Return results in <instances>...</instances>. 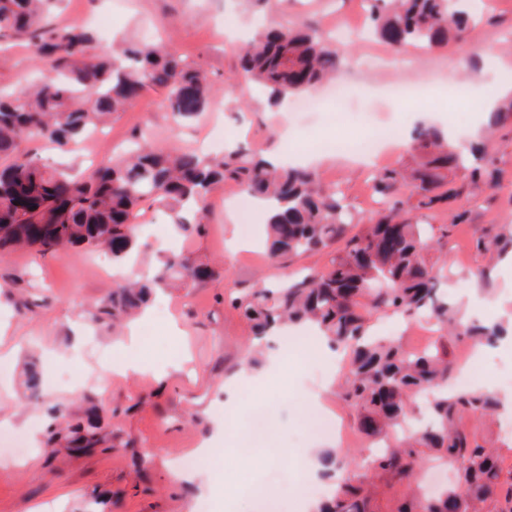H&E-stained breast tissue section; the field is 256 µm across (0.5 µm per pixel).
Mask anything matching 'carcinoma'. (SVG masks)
Returning a JSON list of instances; mask_svg holds the SVG:
<instances>
[{
  "mask_svg": "<svg viewBox=\"0 0 512 512\" xmlns=\"http://www.w3.org/2000/svg\"><path fill=\"white\" fill-rule=\"evenodd\" d=\"M370 30L397 54L429 51L460 41L468 15L451 0H364ZM59 0H0V35L22 36L53 77L0 94V251L34 248L42 254L96 248L112 264L136 262L140 204L148 201L169 216L175 232L199 235L208 223L210 196L232 185L262 203L266 252L285 265L304 253L327 252L318 269L229 297V305L263 338L287 323H311L332 345L351 351L341 396L354 407L358 431L390 440L383 452L365 457L332 448L321 458L324 475L341 476L321 512H380L377 483L408 487L428 455L444 459L459 475L456 485L435 496H414L390 512H512V465L498 448L486 447L460 426L493 416L496 397L448 391L453 373L444 343L408 352L372 334V320L388 314L439 320L448 333L492 344L509 332L503 322L480 324L442 295L443 266L437 252L453 227L495 186L486 144L454 146L439 126L423 121L411 134L413 164L385 168L370 188L386 206L380 218L357 217L334 187L304 168L274 165L240 145L224 154L174 151L144 132L120 158H104L77 177L43 164L20 150L32 139L61 150L82 141L131 106L147 87L166 90L164 105L176 122L197 118L207 107L210 83L201 65L165 43L124 40L113 54L97 51L80 26L52 22ZM245 77L257 82L270 104L310 93L344 69L345 49L319 26L258 30L238 48ZM512 120V100L489 113L486 131ZM468 182L461 194L450 187ZM448 201V223L413 224L406 209H430ZM486 255L512 252V224L496 225L490 240H478ZM210 275L191 253L162 255L147 274L115 282L107 299L89 312L92 322L117 324L149 306L163 288H193ZM428 393L430 424L407 432L416 398ZM55 412L48 442L71 451L112 447L120 435L102 433L93 415L62 426Z\"/></svg>",
  "mask_w": 512,
  "mask_h": 512,
  "instance_id": "1",
  "label": "carcinoma"
}]
</instances>
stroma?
<instances>
[{"mask_svg": "<svg viewBox=\"0 0 512 512\" xmlns=\"http://www.w3.org/2000/svg\"><path fill=\"white\" fill-rule=\"evenodd\" d=\"M84 16L87 26L112 18V35L102 50L121 38L139 39L144 26L156 25L160 37L181 54L197 60L212 87L209 113L224 121V141L253 150L275 152L286 164L316 158L315 170L324 185L339 190L352 211L376 215L363 189L369 171L410 164L407 153L390 148L382 162L365 164L339 151L326 152L327 138L367 135L386 125L410 134L418 122L430 120L451 134L471 137L483 126V113L470 103L490 93L487 82H475L473 49H491L496 63L512 74V49L504 37L512 32V0H484L461 42L435 52L415 49L416 72L398 69L374 72L363 66L371 54L383 55L387 45L367 33L364 0H288L271 13L264 0H61L59 22ZM269 26H360L364 35L347 43L350 97L347 123L331 124L334 101L322 98L312 111L297 114L272 107L245 80L226 86L235 70V41L257 23ZM7 60L0 63V90H12L38 76L40 66L24 40L0 41ZM164 94L145 89L134 105L109 124L110 141L99 152L119 154L135 130L173 150L193 148L206 121L177 124L163 106ZM25 151L71 175L93 167L89 144L68 152L40 140L24 143ZM499 187L472 208L456 225L448 242L443 292L462 304H474L483 320L499 318V303L512 273L495 268L491 292L469 297L472 273L482 263L475 239L483 229L512 220V125L499 130L489 144ZM231 186L211 196L212 219L201 235L175 236L169 224H153L155 211L143 204V245L136 266L148 268L154 255L168 247L192 253L210 264L212 277L193 288L162 295L143 319L119 331L96 327L87 311L102 300L113 282L99 266L98 253L80 251L44 255L34 250L0 254V512H266L265 501L292 493L308 482V460L301 446L319 443L332 448V438L307 432L314 410L305 401L328 370L327 356L311 337L288 350L263 349L258 375L242 377L232 398L224 382L236 375L248 351L250 328L225 304V297L261 282L277 281L282 271L297 273L323 267L324 252L293 258L288 268L272 263L261 247L265 218L255 213L248 229L223 217ZM130 342L129 356L145 365L142 373L114 375L116 346ZM43 366L39 397H30L23 380L30 363ZM79 416L95 407L105 431H120L132 440L129 448L74 453L34 443L43 432L52 407ZM265 412L269 432L253 441L251 419ZM232 436H225V423ZM211 451L200 468L212 471L223 484L221 494H203L192 472L171 466L174 453H195L202 442Z\"/></svg>", "mask_w": 512, "mask_h": 512, "instance_id": "1", "label": "stroma"}]
</instances>
